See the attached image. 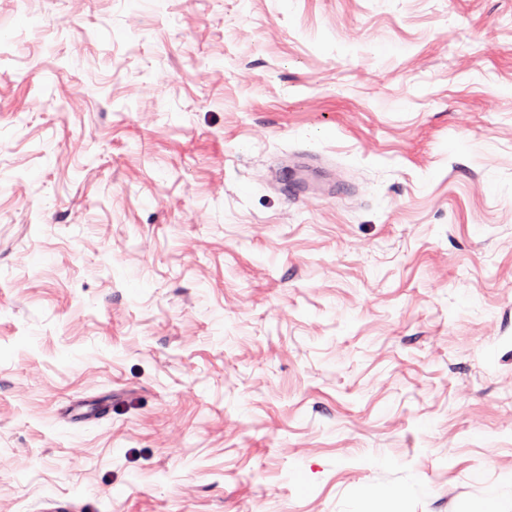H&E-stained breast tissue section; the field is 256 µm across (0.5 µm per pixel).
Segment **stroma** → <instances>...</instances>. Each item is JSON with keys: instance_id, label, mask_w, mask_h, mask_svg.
Listing matches in <instances>:
<instances>
[{"instance_id": "stroma-1", "label": "stroma", "mask_w": 512, "mask_h": 512, "mask_svg": "<svg viewBox=\"0 0 512 512\" xmlns=\"http://www.w3.org/2000/svg\"><path fill=\"white\" fill-rule=\"evenodd\" d=\"M397 492L512 512V0H0V512Z\"/></svg>"}]
</instances>
